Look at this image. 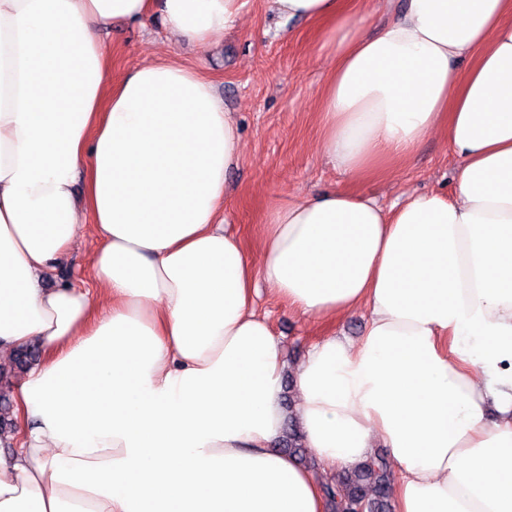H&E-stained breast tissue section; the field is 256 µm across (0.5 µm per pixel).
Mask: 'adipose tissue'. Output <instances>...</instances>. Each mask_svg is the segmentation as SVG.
Instances as JSON below:
<instances>
[{
  "label": "adipose tissue",
  "mask_w": 512,
  "mask_h": 512,
  "mask_svg": "<svg viewBox=\"0 0 512 512\" xmlns=\"http://www.w3.org/2000/svg\"><path fill=\"white\" fill-rule=\"evenodd\" d=\"M268 4L323 25L334 167L441 132L451 195H281L248 250L219 218L242 142L213 84L177 59L112 82L100 37L158 12L203 46L242 0H0V368L40 351L0 512H326L277 446L288 380L319 465L387 449L396 512H512V0H404L373 36L347 0ZM88 221L94 295L58 276ZM258 278L327 324L366 308L363 335L287 368Z\"/></svg>",
  "instance_id": "adipose-tissue-1"
}]
</instances>
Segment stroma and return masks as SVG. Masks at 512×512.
Returning <instances> with one entry per match:
<instances>
[{
	"label": "stroma",
	"mask_w": 512,
	"mask_h": 512,
	"mask_svg": "<svg viewBox=\"0 0 512 512\" xmlns=\"http://www.w3.org/2000/svg\"><path fill=\"white\" fill-rule=\"evenodd\" d=\"M243 2L239 24L202 49L170 39L158 15L145 28L119 23L104 36L112 79L160 56L180 59L213 83L225 110L233 113L243 152L228 175V229L255 242L278 194L336 188L373 195L388 207L412 193H451L460 162L439 133L428 135L411 160L392 163L365 179L335 169L319 147L317 103L329 68L316 55L319 24L279 17L265 0ZM80 241L60 275L90 288L89 257L98 247L92 225L82 228ZM257 307L269 314L287 365L298 363L324 332L318 319L289 312L267 286L259 288Z\"/></svg>",
	"instance_id": "35a3bbf8"
}]
</instances>
